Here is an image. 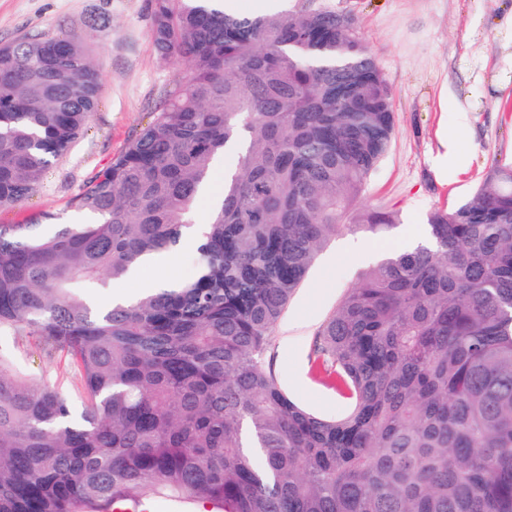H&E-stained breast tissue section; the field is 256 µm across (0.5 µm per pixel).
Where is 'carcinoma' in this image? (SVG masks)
Returning a JSON list of instances; mask_svg holds the SVG:
<instances>
[{"label":"carcinoma","instance_id":"1","mask_svg":"<svg viewBox=\"0 0 512 512\" xmlns=\"http://www.w3.org/2000/svg\"><path fill=\"white\" fill-rule=\"evenodd\" d=\"M156 52L184 65L163 107L73 200L0 224V332L74 364L80 403L0 354V512H114L157 495L218 512H512V165L492 167L427 244L366 269L320 326L321 418L265 367L320 250L394 211L353 210L394 136L356 18L315 0L239 15L151 0ZM79 38L0 45V208L33 192L95 112ZM231 142L197 252L174 287L104 313L74 292L174 249Z\"/></svg>","mask_w":512,"mask_h":512}]
</instances>
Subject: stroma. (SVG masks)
<instances>
[{
    "label": "stroma",
    "mask_w": 512,
    "mask_h": 512,
    "mask_svg": "<svg viewBox=\"0 0 512 512\" xmlns=\"http://www.w3.org/2000/svg\"><path fill=\"white\" fill-rule=\"evenodd\" d=\"M352 13L390 89L395 133L356 206L397 212L372 235L347 230L319 252L279 321L267 365L282 388L315 413L343 405L308 373L310 343L361 270L424 234L435 210L467 201L494 165H512V0H320ZM150 0H0V45L23 37L81 38L100 70V103L83 134L52 161L36 192L0 209V224L41 212L89 223L73 198L150 120L182 70L151 38ZM467 114L466 125L453 120ZM0 352L35 381L75 392L74 370L33 336L0 335Z\"/></svg>",
    "instance_id": "1"
}]
</instances>
